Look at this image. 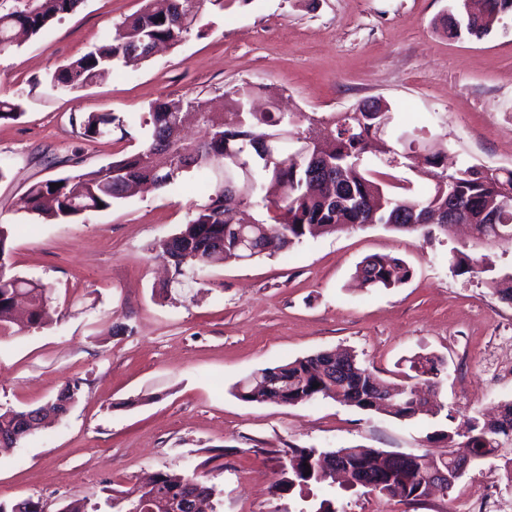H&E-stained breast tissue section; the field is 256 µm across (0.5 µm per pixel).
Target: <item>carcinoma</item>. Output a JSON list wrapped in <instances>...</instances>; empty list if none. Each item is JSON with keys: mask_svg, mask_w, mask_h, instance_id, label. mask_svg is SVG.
Returning <instances> with one entry per match:
<instances>
[{"mask_svg": "<svg viewBox=\"0 0 512 512\" xmlns=\"http://www.w3.org/2000/svg\"><path fill=\"white\" fill-rule=\"evenodd\" d=\"M80 0H0V49L13 43L17 28L36 35L62 14L72 12ZM226 0H146L144 10L114 25L105 43L58 69L51 85L60 90H77L94 82L101 71L115 64L125 65L148 59L139 50L145 44L176 45L201 20L206 6L224 9ZM512 16V0H483L481 12H466L465 0H454L448 13L434 21L435 28L450 39L464 36L482 38L496 30L505 17ZM262 91L277 95L268 86L246 83L224 93L225 112L212 110L210 101L199 95L177 101H157L145 124L151 136L141 149L98 168L54 179L38 181L25 194V210L35 219L67 220L86 212L109 209L127 197L130 188L151 184L162 190L184 173L224 170L208 201L191 213L186 224L170 243L160 242V256L182 276L190 271L201 276L215 264L243 258L271 257L307 235L320 230L327 234L347 227L381 224L392 230L419 231L433 239L436 233L449 234L453 224L430 221L434 211L448 206L452 198L464 200L461 222L473 230L474 245H497L512 241V197L501 186H512V169L492 168L484 174L475 166L449 174L444 143L426 144V164L441 170L433 188L420 196L394 193L389 185L374 180L364 160L379 154L382 162L395 167L401 161L387 158L388 152L373 143L371 128L391 115L384 99L371 98L350 112L316 117L293 112H254L252 96ZM192 112L201 136L188 140L182 135L184 113ZM20 105L0 97V120L21 117ZM72 124L80 135L97 138L114 131L127 135L124 119L112 112L75 115ZM234 154L249 165V186L239 181L240 171L225 165ZM56 186H51V183ZM238 205L266 210L268 217L250 224L234 221L225 207L229 197ZM10 228L0 222V335L15 324L13 302L17 295L29 302L26 323L18 331L45 324L51 303L45 285L23 277L9 276ZM450 269L456 275L481 273L475 257L453 251ZM355 275L365 288H399L413 276L412 268L399 257L371 256L356 268ZM493 293L512 303V273L491 280ZM406 381L392 386L380 381L361 364L357 355L345 351L319 352L291 362L266 367L253 373L236 387L245 402L273 400V390L264 382L273 377L289 380L288 392L281 395L286 405H298L318 398L335 399L341 392L342 404L366 412L385 411V389L396 391L397 408L390 415L398 419L418 416L437 417L457 423L453 431L441 430L436 436L448 440L461 455H489L506 459L512 473V402L502 406L498 417L482 420L476 416L457 419L454 411L441 402L417 399L419 386L440 385L443 362L435 356L410 360ZM28 409H0V453L15 447L11 438L16 419ZM346 469L348 487L366 494L397 498L418 504L425 497L420 465L413 460H397L389 452L364 446L323 451L317 448H288L281 477L274 488L281 493L304 491L333 476L336 463ZM311 474L304 475L305 471ZM161 495L152 502V512H169V500L192 490L207 512H215V490L195 473L160 472L155 476Z\"/></svg>", "mask_w": 512, "mask_h": 512, "instance_id": "cac0c4a2", "label": "carcinoma"}]
</instances>
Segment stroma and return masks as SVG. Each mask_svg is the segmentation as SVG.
I'll use <instances>...</instances> for the list:
<instances>
[{
  "label": "stroma",
  "instance_id": "35a3bbf8",
  "mask_svg": "<svg viewBox=\"0 0 512 512\" xmlns=\"http://www.w3.org/2000/svg\"><path fill=\"white\" fill-rule=\"evenodd\" d=\"M451 0H227L178 45L117 68L90 86L54 92L52 74L102 43L145 0H82L37 36L0 52V95L23 114L0 121V222L11 228L8 273L51 289V321L0 338V407L36 408L79 382L63 418L0 453V503L33 499L47 512L82 500L109 512L112 496H135L157 472L197 470L214 485L218 512H306L298 493H277L288 448L357 445L434 454L444 418L399 420L331 399L295 406L248 403L235 386L254 372L336 348L353 350L382 379L400 381L418 355L444 363L440 400L465 414L512 401V373L480 364L512 321L487 277L512 269V245L478 251L486 277L453 274L448 240L374 224L309 237L272 257L218 264L171 282L158 243L207 200L197 171L162 190L64 222L33 219L28 187L134 153L150 133L151 103L223 98L246 83L283 93L293 112L326 116L381 97L394 132L445 136L449 167L512 168V16L489 36L451 40L433 27ZM111 112L127 136L86 140L71 118ZM404 259L412 279L392 289L357 287V263ZM493 493L512 500L504 461L468 469L447 496L409 505L321 486L336 512H453Z\"/></svg>",
  "mask_w": 512,
  "mask_h": 512
}]
</instances>
